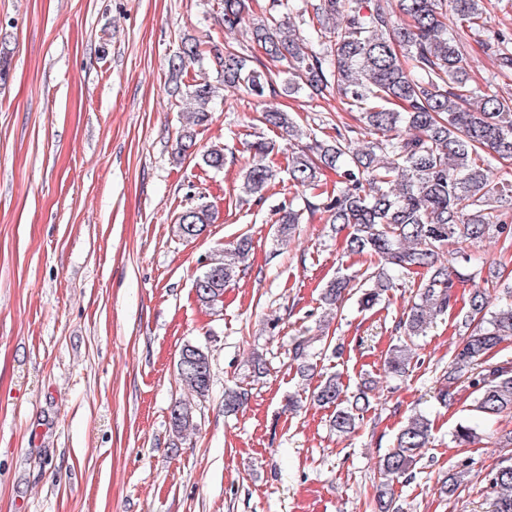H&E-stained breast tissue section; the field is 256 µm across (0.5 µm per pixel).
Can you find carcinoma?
I'll list each match as a JSON object with an SVG mask.
<instances>
[{"mask_svg": "<svg viewBox=\"0 0 512 512\" xmlns=\"http://www.w3.org/2000/svg\"><path fill=\"white\" fill-rule=\"evenodd\" d=\"M394 17L382 0H319L311 5L306 21L310 37L301 35L293 22H285V0H269L263 18L253 24L252 39L264 54L280 65L284 90L305 88L334 95L339 102L360 110L366 139L353 146L352 128L336 127V136L320 139L298 127L285 112L262 113L263 123L282 129L300 142L288 160L289 179L295 187L315 190L321 172L330 169L339 187L326 196L322 207L304 201L299 208L290 201L279 210L277 238L284 240L303 223L304 212L319 209L332 231L349 229L346 250L375 255L392 267L423 272L418 289L409 300L406 318L396 328L404 333L383 361L385 373L394 378L409 375L414 359L412 342L426 335L433 320L455 314L460 342L448 357V370L436 393L448 408L458 401L459 384L474 389L475 411L486 420L512 412V365L489 363L490 352L512 334V302L495 305L488 289L468 291L457 305L455 284L475 279L470 272L472 249L485 241L512 239L505 209H512V182L498 176L492 161H512V97L479 93L471 86V66L466 36L487 24L482 0H398ZM224 28L232 31L243 21L247 0H222ZM459 21L448 32V14ZM322 46L315 51L309 41ZM509 38L497 42L494 56L501 74H512ZM204 56L203 42L187 39L170 61L175 73L188 72ZM224 85L239 87L256 97L277 94L273 72L253 66L252 56L224 49L220 58ZM193 110L187 113L179 151L195 146L192 127L203 124L220 97V87L195 78L185 89ZM276 144L250 143L253 163L242 179V192L263 197L278 172L264 162ZM203 163L216 171L224 168V149L214 146L202 154ZM213 221L209 205L201 202L178 217L182 237L200 236ZM252 242L243 237L224 253L210 259L207 270L195 280L198 301L214 306L245 266ZM393 287L382 275H338L322 293V301L337 306L351 290L359 306L374 308ZM316 336H299L293 343V360L301 373L308 363ZM179 380L199 397L212 385L208 353L195 345L181 348L177 360ZM320 406L335 408L331 426L339 434L352 432L370 407L367 390L361 388L344 399V386L336 375L327 377L313 395ZM249 400L243 387L224 390V411L234 413ZM192 407L181 401L172 406L170 427L182 434L190 425ZM432 424L422 413L409 416L397 432L393 447L378 461L381 478L376 488L377 512H395L394 483L412 475L420 451L427 447ZM452 437L459 445L479 439V425L463 421ZM469 479V470L448 475L442 491L454 494ZM487 494L492 512H512V457L501 461L488 475Z\"/></svg>", "mask_w": 512, "mask_h": 512, "instance_id": "1", "label": "carcinoma"}]
</instances>
